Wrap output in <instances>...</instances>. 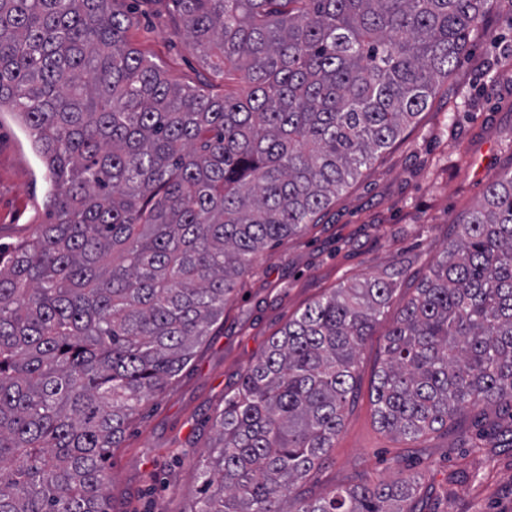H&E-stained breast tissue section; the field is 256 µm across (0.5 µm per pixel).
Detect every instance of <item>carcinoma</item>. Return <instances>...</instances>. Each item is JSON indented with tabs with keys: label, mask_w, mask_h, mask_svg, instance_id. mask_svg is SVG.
<instances>
[{
	"label": "carcinoma",
	"mask_w": 512,
	"mask_h": 512,
	"mask_svg": "<svg viewBox=\"0 0 512 512\" xmlns=\"http://www.w3.org/2000/svg\"><path fill=\"white\" fill-rule=\"evenodd\" d=\"M214 76L172 84L114 0H0V111L51 182L50 222L0 252V512H111L106 463L259 255L303 232L423 112L489 0H173ZM386 335L372 402L405 440L512 403V171ZM383 277L288 321L224 398L185 512H415L414 477L317 499Z\"/></svg>",
	"instance_id": "obj_1"
}]
</instances>
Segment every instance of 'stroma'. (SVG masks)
I'll use <instances>...</instances> for the list:
<instances>
[{"instance_id": "1", "label": "stroma", "mask_w": 512, "mask_h": 512, "mask_svg": "<svg viewBox=\"0 0 512 512\" xmlns=\"http://www.w3.org/2000/svg\"><path fill=\"white\" fill-rule=\"evenodd\" d=\"M116 6L130 16L129 41L173 84L209 80L176 27L172 0ZM510 169L512 0H490L482 30L416 124L376 153L318 223L262 252L191 361L126 428L109 461L115 512H184L199 486L191 462L215 438L211 419L270 337L331 289L392 273L396 289L359 353L355 394L306 496L413 475L419 512H512V405L468 407L446 429L407 442L379 427L371 400L386 333L455 240L456 223L492 176ZM49 191L28 131L0 112V246L48 223Z\"/></svg>"}]
</instances>
